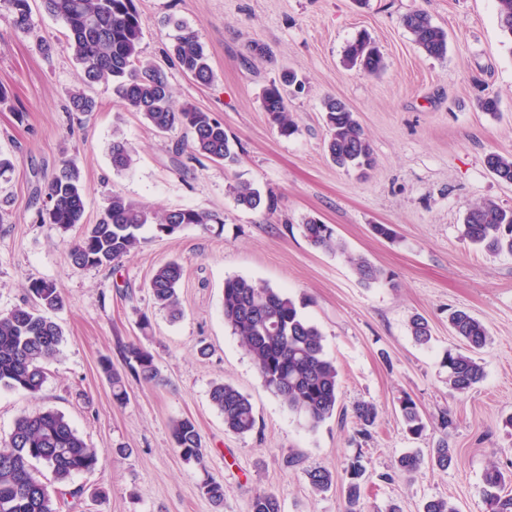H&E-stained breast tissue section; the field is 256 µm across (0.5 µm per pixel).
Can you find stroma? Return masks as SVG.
<instances>
[{"label": "stroma", "instance_id": "35a3bbf8", "mask_svg": "<svg viewBox=\"0 0 512 512\" xmlns=\"http://www.w3.org/2000/svg\"><path fill=\"white\" fill-rule=\"evenodd\" d=\"M145 25V59L168 76L175 106L193 105L219 120L234 142L238 164L192 155L182 130L157 134L113 95L89 88L95 112L68 111L79 67L63 50L44 54L40 39L62 41L64 23L32 0L34 31H14L0 17V155L14 170L0 178V312L22 304L30 280L57 284L63 305L52 319L63 329L60 360L35 395L0 390V438L15 420L59 411L84 440L106 450L95 470L75 475L62 512H248L251 497L274 493L283 512H344L345 469L355 455L367 468L364 512H423L431 498L458 512H486L483 474L498 466L512 475V255L471 245L461 224L473 204L491 200L512 209V184L485 165L490 152L512 154V43L497 23L496 0H134ZM427 11L448 34V53L427 56L404 28L405 15ZM193 33L213 71L210 84L186 76L170 59L176 35ZM366 32L386 68L377 77L343 63L346 45ZM298 84L286 103L299 131L280 136L262 108L264 89L283 69ZM498 96L499 113L480 101ZM355 113L374 167L367 175L329 159L326 97ZM136 149L132 165L115 171L114 135ZM74 160L84 186L85 221L95 223L112 193L149 209L195 208L219 216L209 230L190 225L144 242L118 271L81 268L66 255V233L42 222L38 210L62 161ZM248 180L277 200L275 211L238 206L230 192ZM335 227L349 250L381 267L386 282L368 285L342 257L313 249L302 233L309 218ZM388 224L394 238L375 234ZM184 267L182 316L155 306L150 280L162 263ZM242 276L302 303V314L324 337L339 371L341 402L317 427L292 412L262 384L238 336L224 324V281ZM463 309L486 327L479 358L484 378L465 394L451 392L443 354L458 346L448 312ZM424 316L432 337L415 342L408 324ZM149 318L141 332V318ZM150 349L164 383L129 381L116 403L101 368L122 369L120 345ZM206 346L207 356L197 353ZM248 395L256 415L245 435L224 428L211 404L213 383ZM410 396L424 418L447 414L453 466L424 463L411 478L396 474L401 454L434 446L437 436L407 434L399 400ZM374 402L379 417L363 439L352 413ZM192 419L204 463L184 462L171 426ZM321 467L331 487L312 491L307 472ZM393 481H382L383 473ZM224 483L216 509L199 489L205 476Z\"/></svg>", "mask_w": 512, "mask_h": 512}]
</instances>
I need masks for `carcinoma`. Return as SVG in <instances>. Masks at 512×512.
Listing matches in <instances>:
<instances>
[{
    "instance_id": "cac0c4a2",
    "label": "carcinoma",
    "mask_w": 512,
    "mask_h": 512,
    "mask_svg": "<svg viewBox=\"0 0 512 512\" xmlns=\"http://www.w3.org/2000/svg\"><path fill=\"white\" fill-rule=\"evenodd\" d=\"M44 10L64 22L68 29L66 50L79 65V87L70 94L74 112L90 113L96 101L85 88L101 81L112 82L116 96L156 132L165 134L180 126L191 134L193 149L212 161L234 164L238 156L224 125L211 113L185 105L175 108L168 79L156 64L142 57L140 47L144 20L133 0H41ZM0 16L11 28L27 33L32 29L30 0H0ZM498 24L512 42V0H498ZM404 27L414 42L428 56L441 58L448 51L447 32L435 25L425 12H414L403 19ZM171 55L183 73L200 85L213 80V72L203 46L194 35L176 38ZM344 64L369 75L384 69L383 58L368 36L350 43ZM263 109L280 135L297 133L298 125L288 111L284 89L275 83L263 93ZM328 131L327 151L333 162L343 168L366 170L374 159L361 125L347 104L334 97L324 101ZM135 148L125 139L112 140L110 156L118 171L133 162ZM488 169L503 182L512 183V155L491 152L486 156ZM237 205L254 210L261 206L275 208L272 196H263L250 181H238L232 187ZM85 206L80 170L75 162H63L49 183L39 213L42 220L63 231L83 223ZM216 222L213 215L185 208L156 212L130 200L119 192L112 193L105 209L94 224L67 244L71 262L79 267L116 268L121 260L140 247L141 232L148 224L163 236H172L194 224L203 229ZM303 235L317 249L340 255L367 283L387 280L383 270L362 255L351 253L335 229L316 220L302 225ZM463 236L474 244L497 253L512 254V210L487 200L470 207L464 217ZM183 266L168 261L156 268L150 289L154 303L170 316L181 314L178 294ZM28 293L37 305L22 304L0 313V389L36 394L41 391L47 366L57 360L64 342L60 326L45 312L62 305L56 284L49 280L29 283ZM454 334L463 347L449 350L441 360L448 372V388L465 393L484 377V368L475 356L487 342L484 324L464 310L448 315ZM224 324L241 343L256 367L263 385L277 395L289 409L302 414L311 427L331 417L339 407L338 371L324 349L323 335L299 311L295 300L280 290L245 277H229L224 281ZM416 342L431 338L428 321L417 315L409 322ZM128 373L139 382L163 380L154 354L141 344L122 346ZM102 371L112 384L115 402L127 400L126 381L112 366L110 358L101 361ZM210 401L224 415L225 430L244 435L254 430L256 417L250 399L230 383L212 385ZM406 430L414 439L428 429L438 430L443 437L431 449V461L447 469L456 461L455 449L448 445V413L442 412L428 423L423 420L416 402L409 396L399 401ZM362 436L370 437L369 428L378 419L377 405L359 401L353 406ZM173 448L187 463L203 462L201 437L189 418L173 422ZM104 452L78 434L61 413L45 411L22 415L14 423L8 438L0 441V512H59L57 493L35 476L36 465L46 468L54 483L63 487L72 477L94 470ZM422 458L417 453L402 455L397 470L407 476L418 471ZM366 468L362 455L354 456L347 467L345 512H363L361 484ZM313 491L320 493L332 485L330 471L314 468L308 471ZM506 476L492 467L484 475V496L488 512H512V493H504ZM201 493L215 506L224 507V483L211 476L200 484ZM249 512H282L281 503L271 492H259L249 502Z\"/></svg>"
}]
</instances>
